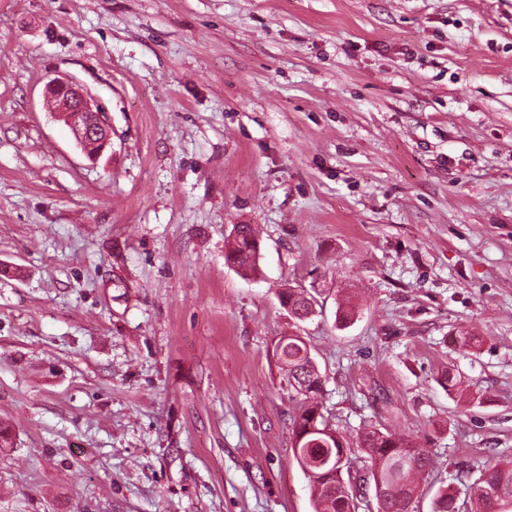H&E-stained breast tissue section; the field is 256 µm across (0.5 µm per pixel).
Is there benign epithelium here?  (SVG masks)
<instances>
[{
    "instance_id": "benign-epithelium-1",
    "label": "benign epithelium",
    "mask_w": 512,
    "mask_h": 512,
    "mask_svg": "<svg viewBox=\"0 0 512 512\" xmlns=\"http://www.w3.org/2000/svg\"><path fill=\"white\" fill-rule=\"evenodd\" d=\"M48 91L55 98L56 112L75 135L77 144L91 160L111 146V126L90 94L73 80L53 79Z\"/></svg>"
}]
</instances>
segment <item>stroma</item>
Segmentation results:
<instances>
[{"label":"stroma","instance_id":"35a3bbf8","mask_svg":"<svg viewBox=\"0 0 512 512\" xmlns=\"http://www.w3.org/2000/svg\"><path fill=\"white\" fill-rule=\"evenodd\" d=\"M289 335L332 427L429 451L412 512H472L512 455V0H0V512H314ZM48 91L55 98L56 112L75 135L77 144L91 160H97L111 147V126L99 106L79 83L53 79ZM231 237L225 262L246 276H257L260 273V257L254 228L250 224L234 225ZM279 302L288 313L299 320H305L314 312V305L303 292L288 288L279 295Z\"/></svg>","mask_w":512,"mask_h":512}]
</instances>
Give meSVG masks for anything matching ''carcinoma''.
<instances>
[{"instance_id": "cac0c4a2", "label": "carcinoma", "mask_w": 512, "mask_h": 512, "mask_svg": "<svg viewBox=\"0 0 512 512\" xmlns=\"http://www.w3.org/2000/svg\"><path fill=\"white\" fill-rule=\"evenodd\" d=\"M225 262L246 276L260 273L252 225H234ZM279 302L299 320L314 312L312 300L294 288L282 291ZM274 356L302 396L293 418V434L299 443L293 447V458L309 478L315 512H358L360 495L370 484L374 485L377 512H409L417 477L431 466L429 452L409 439L377 429L364 432L357 447H351L321 412L322 376L303 338H280ZM338 468L346 478H336ZM472 499L476 512H512V461L484 468L474 483Z\"/></svg>"}]
</instances>
